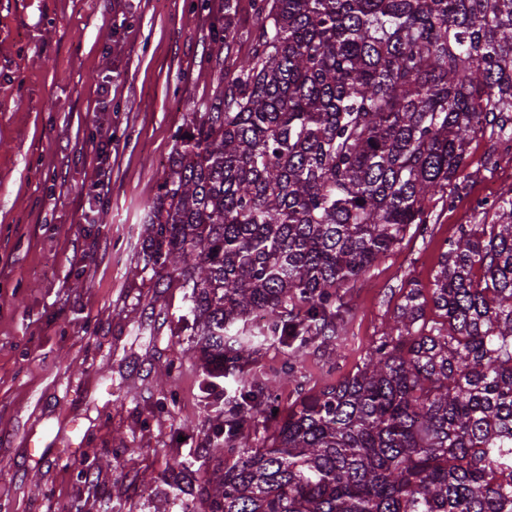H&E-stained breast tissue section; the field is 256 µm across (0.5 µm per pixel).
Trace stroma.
<instances>
[{"label":"stroma","instance_id":"35a3bbf8","mask_svg":"<svg viewBox=\"0 0 512 512\" xmlns=\"http://www.w3.org/2000/svg\"><path fill=\"white\" fill-rule=\"evenodd\" d=\"M223 5L0 0V512H149L171 459L194 484L215 471L184 291L156 287L141 227L213 91L202 60ZM463 183L344 289L345 342L308 351L307 388L352 372L446 241L491 222L477 200L512 184L498 135L472 140Z\"/></svg>","mask_w":512,"mask_h":512}]
</instances>
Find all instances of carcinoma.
Wrapping results in <instances>:
<instances>
[{"mask_svg": "<svg viewBox=\"0 0 512 512\" xmlns=\"http://www.w3.org/2000/svg\"><path fill=\"white\" fill-rule=\"evenodd\" d=\"M236 5L210 33L226 51ZM252 8L249 52L208 56L215 90L176 131L143 224L155 287L187 289L205 389L231 379L200 510L512 512V186L494 223L447 241L431 288L411 283L354 371L316 393L298 376L309 347L336 349L341 289L462 189L473 138L512 128V0ZM267 338L299 392L284 416L248 370ZM256 418L273 427L254 447ZM154 512L195 510L175 493Z\"/></svg>", "mask_w": 512, "mask_h": 512, "instance_id": "1", "label": "carcinoma"}]
</instances>
